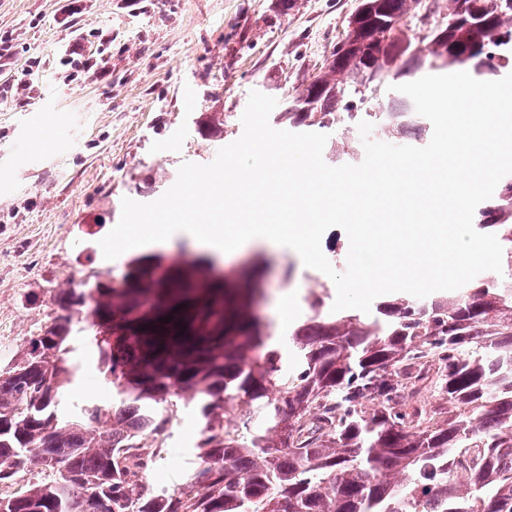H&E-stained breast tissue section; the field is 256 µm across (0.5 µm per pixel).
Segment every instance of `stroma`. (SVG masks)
<instances>
[{"label": "stroma", "mask_w": 512, "mask_h": 512, "mask_svg": "<svg viewBox=\"0 0 512 512\" xmlns=\"http://www.w3.org/2000/svg\"><path fill=\"white\" fill-rule=\"evenodd\" d=\"M360 0H91L73 23L56 21L57 0H0V37L19 62L39 58L34 99H0V365L20 352L52 316L58 291L120 282L134 253L104 259L99 242L121 217V201L158 199L186 162L211 163L242 132L251 91L285 102L303 73L322 65ZM111 35L110 74L102 81L65 79L56 52L82 33L98 44ZM38 110L35 126L26 118ZM29 143L18 162L16 137ZM68 138L72 147L59 152ZM265 260L267 334L283 327L275 301L288 294V320L305 314V293L332 287L286 247H249L221 255L231 274L255 255ZM76 392L111 403L96 368V348L81 345ZM198 433L181 409L167 458L150 487L182 481Z\"/></svg>", "instance_id": "1"}]
</instances>
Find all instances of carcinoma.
Segmentation results:
<instances>
[{"label": "carcinoma", "instance_id": "obj_1", "mask_svg": "<svg viewBox=\"0 0 512 512\" xmlns=\"http://www.w3.org/2000/svg\"><path fill=\"white\" fill-rule=\"evenodd\" d=\"M425 67L485 80L512 71V6L448 0L443 16L438 0H361L277 121L342 129L336 153L350 160L362 120L420 138L427 119L408 96L364 113L353 97ZM499 186L474 226L497 236L503 273L425 299L400 292L369 314L328 312L329 289L311 291L286 348L251 311L255 272L207 285L203 299L181 277L60 291L62 314L0 369V512H95L98 500L112 512H512V175ZM81 332L110 406L76 394ZM429 357L444 368L448 408L399 411ZM180 404L200 420L194 458L176 489L154 491L147 475Z\"/></svg>", "mask_w": 512, "mask_h": 512}]
</instances>
